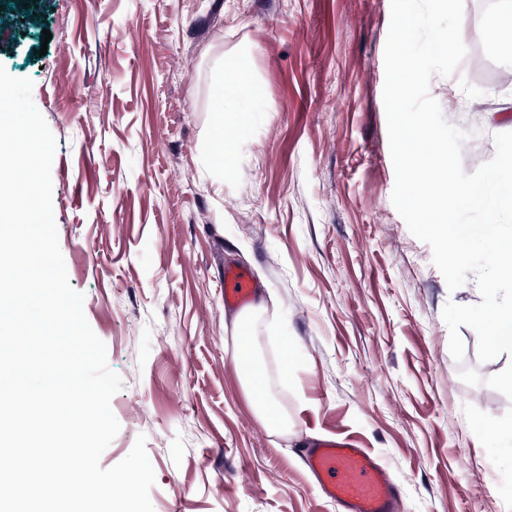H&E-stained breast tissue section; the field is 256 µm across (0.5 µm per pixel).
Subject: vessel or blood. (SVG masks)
Masks as SVG:
<instances>
[{
    "mask_svg": "<svg viewBox=\"0 0 512 512\" xmlns=\"http://www.w3.org/2000/svg\"><path fill=\"white\" fill-rule=\"evenodd\" d=\"M254 285L244 272H224V304L240 308L253 298ZM308 471L317 477L319 492L342 512H398L400 490L391 474L366 449L349 442H316L305 456Z\"/></svg>",
    "mask_w": 512,
    "mask_h": 512,
    "instance_id": "vessel-or-blood-1",
    "label": "vessel or blood"
}]
</instances>
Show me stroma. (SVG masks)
<instances>
[{
  "instance_id": "35a3bbf8",
  "label": "stroma",
  "mask_w": 512,
  "mask_h": 512,
  "mask_svg": "<svg viewBox=\"0 0 512 512\" xmlns=\"http://www.w3.org/2000/svg\"><path fill=\"white\" fill-rule=\"evenodd\" d=\"M505 0H467L456 72L429 92L467 132L466 172L512 132ZM391 0H0V64L34 83L57 147L52 201L69 282L123 380L109 468L138 437L154 512H337L303 453L368 449L401 512H512V357L482 362L456 290L392 203L383 102ZM51 40H44V32ZM244 69L251 95L224 85ZM232 108L215 167L217 104ZM256 287L252 348L288 422L259 420L235 365L224 269ZM504 8L497 16L493 26L488 31L489 39L496 44L504 55L512 58V5Z\"/></svg>"
}]
</instances>
